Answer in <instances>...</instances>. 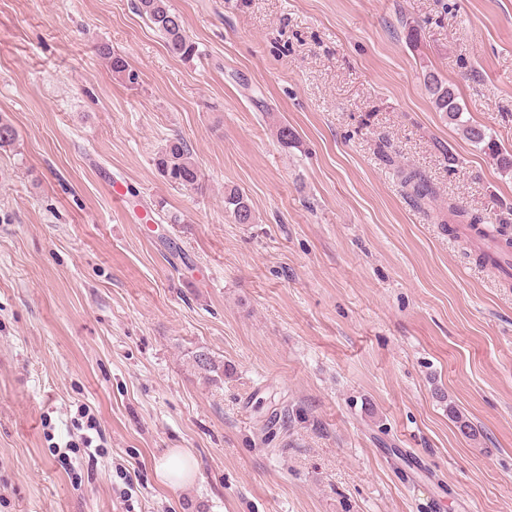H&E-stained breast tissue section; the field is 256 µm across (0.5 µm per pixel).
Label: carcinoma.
<instances>
[{
  "label": "carcinoma",
  "mask_w": 512,
  "mask_h": 512,
  "mask_svg": "<svg viewBox=\"0 0 512 512\" xmlns=\"http://www.w3.org/2000/svg\"><path fill=\"white\" fill-rule=\"evenodd\" d=\"M136 11L145 17L161 36L167 51L182 60H188L198 54V45L188 35L182 17L168 5V0H135ZM99 54L106 60L113 73L133 84L136 73L129 69L125 58L112 52V47L102 44ZM424 86L438 112H442L448 121L462 128L464 137L496 161L498 168L507 174L512 173V153L502 150L487 129L461 120L463 109L454 89L432 71L423 72ZM18 131L11 122L0 119V147H10L16 143ZM156 167L160 175L174 188L192 189L199 185L201 172L192 157L187 143L175 138L158 153ZM403 183L410 187L412 196L419 200L428 198L431 187L423 175L410 171L403 175ZM224 209L237 224L253 222L252 209L248 200L238 191L229 190L224 194ZM194 365L198 374L208 381L215 382L224 375V365L207 352L195 354Z\"/></svg>",
  "instance_id": "carcinoma-1"
}]
</instances>
